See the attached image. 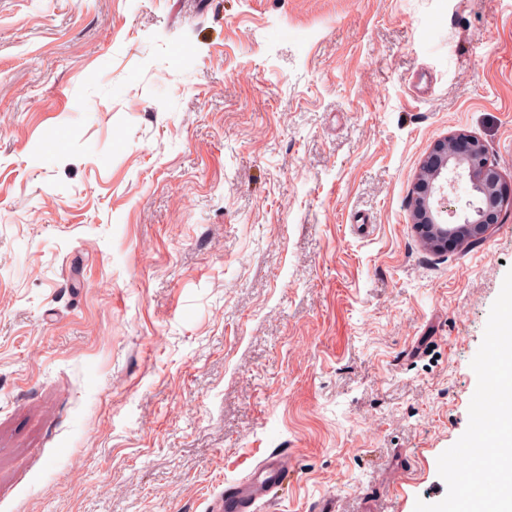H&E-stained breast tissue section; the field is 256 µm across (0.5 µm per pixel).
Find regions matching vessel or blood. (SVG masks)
I'll use <instances>...</instances> for the list:
<instances>
[{
    "mask_svg": "<svg viewBox=\"0 0 512 512\" xmlns=\"http://www.w3.org/2000/svg\"><path fill=\"white\" fill-rule=\"evenodd\" d=\"M292 475L286 449L274 450L257 464L248 476L229 481L223 493L211 502L210 512H260L278 497Z\"/></svg>",
    "mask_w": 512,
    "mask_h": 512,
    "instance_id": "b4317fda",
    "label": "vessel or blood"
}]
</instances>
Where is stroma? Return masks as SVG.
I'll return each instance as SVG.
<instances>
[{"label": "stroma", "mask_w": 512, "mask_h": 512, "mask_svg": "<svg viewBox=\"0 0 512 512\" xmlns=\"http://www.w3.org/2000/svg\"><path fill=\"white\" fill-rule=\"evenodd\" d=\"M512 186V0H0V512L445 496L512 210L409 222L436 139ZM465 169L468 172L473 191L483 197V205L473 210L466 224L460 230L450 231V222L444 220L446 213L452 218L456 209L433 205L432 199L443 190L439 184L448 169ZM502 182V176L487 155L484 142L477 136L456 133L437 139L430 147L416 173L409 207V220L427 248L436 252H447L449 241L485 239L493 224H497L500 213L509 205L512 196ZM292 475L287 449L274 450L257 464L248 476L224 485L208 510L211 512H256L270 506L288 478Z\"/></svg>", "instance_id": "35a3bbf8"}]
</instances>
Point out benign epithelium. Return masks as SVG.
I'll return each mask as SVG.
<instances>
[{
  "label": "benign epithelium",
  "instance_id": "1",
  "mask_svg": "<svg viewBox=\"0 0 512 512\" xmlns=\"http://www.w3.org/2000/svg\"><path fill=\"white\" fill-rule=\"evenodd\" d=\"M468 172L473 191L483 198V205L473 210L460 229L452 231L443 215L452 218L456 210L447 205H433L434 195L443 190L440 180L448 169ZM502 176L487 155L484 142L473 135L456 133L436 140L416 173L409 207V220L427 248L448 251V242L485 239L498 223L506 206L512 207V192L501 185Z\"/></svg>",
  "mask_w": 512,
  "mask_h": 512
}]
</instances>
